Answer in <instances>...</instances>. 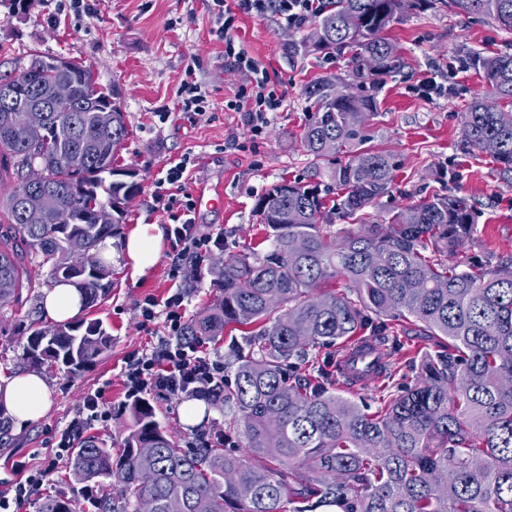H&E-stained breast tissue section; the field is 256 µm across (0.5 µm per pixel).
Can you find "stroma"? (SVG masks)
I'll return each instance as SVG.
<instances>
[{
	"label": "stroma",
	"instance_id": "stroma-1",
	"mask_svg": "<svg viewBox=\"0 0 512 512\" xmlns=\"http://www.w3.org/2000/svg\"><path fill=\"white\" fill-rule=\"evenodd\" d=\"M91 13H63L56 0H0V74L27 64L33 56H61L91 67L96 87L118 90L129 136L117 157L137 170L141 190L130 204L120 236L112 240V289L81 318L101 320L112 336L111 349L79 374L59 369L47 374L51 405L38 421L11 426L0 439V482L14 480L12 465L21 461L36 472L52 450L54 435L78 417L84 394L104 389L112 405V421L92 429V437L120 454L130 433V399L123 370L127 359L152 348L164 336L162 320L140 324L145 298L164 300L174 286L170 275L179 245L169 230L173 212L183 211L185 198L173 208L158 203L155 186L183 157L194 166L185 180L187 192L199 185L223 190L220 208L192 212L200 234L212 240L200 265H186L184 309L194 319L213 302L217 290L211 269L218 257L247 250L266 252L270 244L255 205L274 184L307 180L319 162L308 155L300 132L309 112L306 87L326 76L346 77L349 53L316 46L315 19L291 27L274 14L239 15L233 32L237 47L267 70L271 87L283 95L281 108L269 116L260 137H253L245 116L225 103L250 86L248 73L230 68L218 26L206 0H88ZM401 59L400 72L385 77L378 111L368 121L372 146L391 153L398 167L389 194L369 207L371 220L387 222L394 211L420 198L451 194L464 198L477 213V230L460 248V261L482 260L490 266L512 262V180L484 151L459 148L467 104L488 87L482 71L463 64L461 46L475 50L512 48V33L487 19L454 13L441 4L408 10L384 31ZM434 78L447 93L433 98L420 93L422 81ZM201 84L208 99L204 114L180 111L177 93L183 83ZM168 119H160L161 111ZM139 224L165 230L158 262L145 275L132 276L122 250L123 234ZM32 287L18 300L0 306V376L25 370L21 359L24 327L50 326L41 310L49 272L32 274ZM187 396H150L156 419L181 448L193 447L198 431L223 428L224 413L208 407L197 423L185 421ZM86 482L62 464L40 495L23 512H38L43 499L68 498L73 512H89Z\"/></svg>",
	"mask_w": 512,
	"mask_h": 512
}]
</instances>
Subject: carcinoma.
Here are the masks:
<instances>
[{"mask_svg":"<svg viewBox=\"0 0 512 512\" xmlns=\"http://www.w3.org/2000/svg\"><path fill=\"white\" fill-rule=\"evenodd\" d=\"M448 8L512 31V0H448ZM404 9L405 0H330L317 45L351 52L348 81L342 90L329 79L307 87L314 111L301 133L317 159L325 140L336 141L329 182L316 173L267 191L256 214L272 231L271 249L225 257L216 267L219 295L188 327L199 344L228 326H259L233 343L231 374L209 397L224 411L225 444L187 452L151 404L137 401L118 461L90 439L73 455L85 481L116 480L125 512L147 502L151 512H512V266L456 260L475 214L455 196L415 202L386 224L362 221L389 193L396 168L392 155L368 145L367 121L383 78L401 68L382 33ZM42 62L37 55L0 83L40 101L54 83L69 82L86 107L39 113L37 141L16 127L14 113L0 112V171L18 176L0 232V281L16 300L29 267H46L50 282L72 284L91 308L112 288L99 245L118 234L140 184L134 169L114 166L128 129L92 71L68 60L48 73ZM469 63L483 71L489 94L464 113L463 145L497 141L492 158L512 177V53L474 52ZM74 147L88 157L77 175L63 163ZM33 162L51 195L41 224L22 217ZM338 220L345 225L331 230ZM76 235L86 241L77 255L67 247ZM299 237L302 253L291 247ZM338 277L343 290H322ZM29 330L22 360L38 371L62 364L77 374L112 344L97 320ZM410 330L443 336L447 346L419 350L418 365L374 409L339 393L328 349Z\"/></svg>","mask_w":512,"mask_h":512,"instance_id":"cac0c4a2","label":"carcinoma"}]
</instances>
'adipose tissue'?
<instances>
[{
	"mask_svg": "<svg viewBox=\"0 0 512 512\" xmlns=\"http://www.w3.org/2000/svg\"><path fill=\"white\" fill-rule=\"evenodd\" d=\"M164 234L159 225H137L124 239L123 250L133 275H144L157 262ZM51 405V392L43 375L23 372L0 377V406L25 425L43 417Z\"/></svg>",
	"mask_w": 512,
	"mask_h": 512,
	"instance_id": "adipose-tissue-1",
	"label": "adipose tissue"
}]
</instances>
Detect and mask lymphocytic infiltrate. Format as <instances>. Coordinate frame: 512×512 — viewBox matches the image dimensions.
Wrapping results in <instances>:
<instances>
[{"mask_svg":"<svg viewBox=\"0 0 512 512\" xmlns=\"http://www.w3.org/2000/svg\"><path fill=\"white\" fill-rule=\"evenodd\" d=\"M323 4L324 0H208L209 12L219 21L215 35L224 43L225 57L233 68L250 72L253 76L254 87L251 93L244 96L236 109L246 113L254 134L262 133L269 113L280 109L282 99L268 90L265 67L244 51L236 49L232 32L237 14L260 16L273 11L287 25L298 26L309 17L318 15ZM184 300L185 292L179 288L165 302L149 297L143 303V321L163 318L166 334L158 347L128 358L124 369L128 396L138 399L145 394L165 397L200 395L223 386V361L211 358L184 337L187 327ZM111 418L112 407L104 401L101 391L86 393L78 425L58 432L54 452L46 459L43 468L28 475L24 472V462L14 464L13 470L18 478L9 488L0 490V512H22L34 491L43 486L62 461L71 457L83 431L107 424Z\"/></svg>","mask_w":512,"mask_h":512,"instance_id":"f902f5d3","label":"lymphocytic infiltrate"}]
</instances>
